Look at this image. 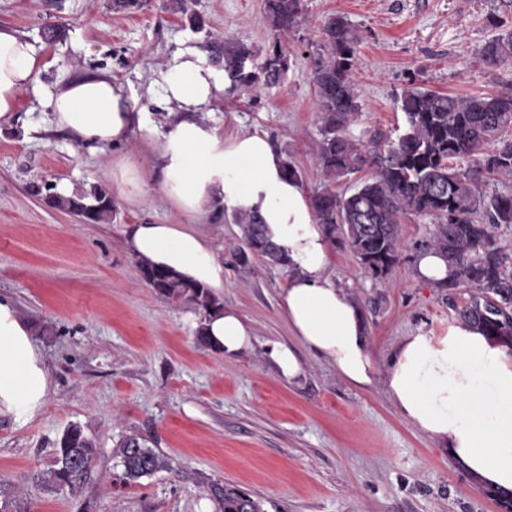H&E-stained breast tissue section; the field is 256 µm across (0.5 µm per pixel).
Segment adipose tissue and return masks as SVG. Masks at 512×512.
I'll return each mask as SVG.
<instances>
[{"label":"adipose tissue","mask_w":512,"mask_h":512,"mask_svg":"<svg viewBox=\"0 0 512 512\" xmlns=\"http://www.w3.org/2000/svg\"><path fill=\"white\" fill-rule=\"evenodd\" d=\"M44 64L36 47L0 28V121L14 117L20 97ZM230 81L194 45L177 48L153 70L144 89L168 119L157 127L125 87L105 73L70 80L45 106L52 123L95 150L131 141L139 131L158 134L154 169L184 224H134L125 248L139 262L165 267L224 295V260L189 221L219 208L258 213L289 260L281 294L288 326L303 345L335 367L348 383L382 381L398 414L448 453L482 486L512 493V342L465 324L437 337H404L386 371H378L358 306L331 277V242L308 194L288 178L270 140L246 132L227 139L211 115ZM209 345L234 360L256 343L250 322L224 307L202 321ZM50 371L30 325L0 299V414L28 421L43 407Z\"/></svg>","instance_id":"ef3b65f1"}]
</instances>
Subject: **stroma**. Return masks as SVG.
Returning <instances> with one entry per match:
<instances>
[{
  "mask_svg": "<svg viewBox=\"0 0 512 512\" xmlns=\"http://www.w3.org/2000/svg\"><path fill=\"white\" fill-rule=\"evenodd\" d=\"M289 34L293 59L282 85L254 94H225L212 120L225 137L266 135L297 169L306 192L321 185L317 152L321 119L304 54L321 40L322 24L346 16L358 38L363 110L352 136L394 139L404 115L394 98L408 84L459 96L512 84V64L491 71L478 51L512 27V0H304ZM196 28L166 0L138 12L114 11L112 0H0V26L30 40L45 67L38 88L0 123V297L13 302L35 331L52 376L41 411L27 422L0 415V480L24 490L25 512H219L213 485L234 486L264 512H512V496L477 484L448 454L396 413L381 382L358 388L299 346L279 306L288 271L255 261L239 270L228 245L241 231L230 214L213 212L197 229L224 261V306L239 311L258 341L295 348L305 374L280 379L262 351L224 359L197 340L204 314L175 304L140 279L125 250L132 224H181L184 216L159 179L143 200H123L108 169L122 157L144 169L155 162L156 136L90 150L53 126L43 92L106 72L141 96L151 71L182 43L204 46L219 34L263 49L274 35L263 0H196ZM65 30L48 42L47 25ZM105 190L111 222L84 224L52 208L48 197ZM432 218L402 219L403 243L384 277L364 276L349 248L333 242L330 271L361 309L379 370L403 336H443L457 319L453 305L468 288L447 290L415 280L420 245ZM79 424L98 456L78 491H45L37 475L52 463L64 429ZM142 438L171 467L123 485L115 449Z\"/></svg>",
  "mask_w": 512,
  "mask_h": 512,
  "instance_id": "35a3bbf8",
  "label": "stroma"
}]
</instances>
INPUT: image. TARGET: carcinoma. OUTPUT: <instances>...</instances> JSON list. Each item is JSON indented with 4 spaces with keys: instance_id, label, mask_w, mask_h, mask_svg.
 Instances as JSON below:
<instances>
[{
    "instance_id": "obj_1",
    "label": "carcinoma",
    "mask_w": 512,
    "mask_h": 512,
    "mask_svg": "<svg viewBox=\"0 0 512 512\" xmlns=\"http://www.w3.org/2000/svg\"><path fill=\"white\" fill-rule=\"evenodd\" d=\"M168 8L197 26L202 18L191 0H168ZM263 9L276 35H286L303 19V0H264ZM358 37L341 14L323 26V41L306 54L314 84V104L321 114L322 139L317 164L324 181L311 196L317 222L327 235L339 238L359 260L366 274L382 263L392 268L402 244L401 218L431 217L435 230L425 248L441 253L452 274L440 287L465 285L467 301L454 307L456 318L491 336L512 339V256L498 246L495 229L512 224V191L486 196L482 182L512 179V86L480 95L456 96L409 83L395 103L405 117V129L388 145L382 139L363 142L348 128L362 111L358 86ZM211 63L227 73L231 89L242 93L276 83L277 65H288L291 51L276 39L265 50L230 38L207 42ZM489 70L512 61V30H504L479 50ZM367 167L374 176L353 191L338 195L330 188L337 180ZM67 207L93 224L112 221L114 208L107 192L61 197ZM242 230L234 248L238 266L253 271V260L285 266L274 248L266 246L265 225L254 213H235ZM140 278L172 302H191L205 310L216 301L205 289L183 283L172 272L137 264ZM123 467L120 480L134 484L169 466L167 459L136 435L125 437L116 449ZM97 446L79 425L70 426L59 440L53 464L37 475L39 486L74 491L91 477ZM220 512H263L260 502L233 486L213 489Z\"/></svg>"
}]
</instances>
